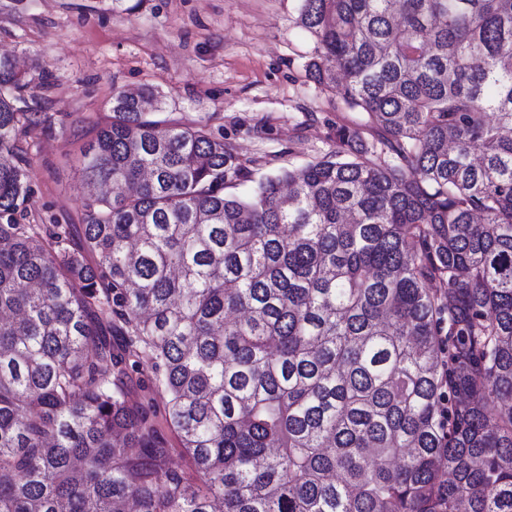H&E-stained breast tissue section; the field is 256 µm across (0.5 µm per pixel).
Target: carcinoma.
Returning a JSON list of instances; mask_svg holds the SVG:
<instances>
[{"instance_id": "cac0c4a2", "label": "carcinoma", "mask_w": 512, "mask_h": 512, "mask_svg": "<svg viewBox=\"0 0 512 512\" xmlns=\"http://www.w3.org/2000/svg\"><path fill=\"white\" fill-rule=\"evenodd\" d=\"M299 2L367 121L245 197L117 89L82 224L20 223L0 58V512H512V0Z\"/></svg>"}]
</instances>
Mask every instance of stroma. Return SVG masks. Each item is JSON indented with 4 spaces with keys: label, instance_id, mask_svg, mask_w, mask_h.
<instances>
[{
    "label": "stroma",
    "instance_id": "stroma-1",
    "mask_svg": "<svg viewBox=\"0 0 512 512\" xmlns=\"http://www.w3.org/2000/svg\"><path fill=\"white\" fill-rule=\"evenodd\" d=\"M299 0H0V56L33 82L24 110L47 115L24 141L31 196L24 224H77L86 197L77 158L108 121L113 90L147 86L164 117L223 140L256 181L336 148L362 116L318 88Z\"/></svg>",
    "mask_w": 512,
    "mask_h": 512
}]
</instances>
